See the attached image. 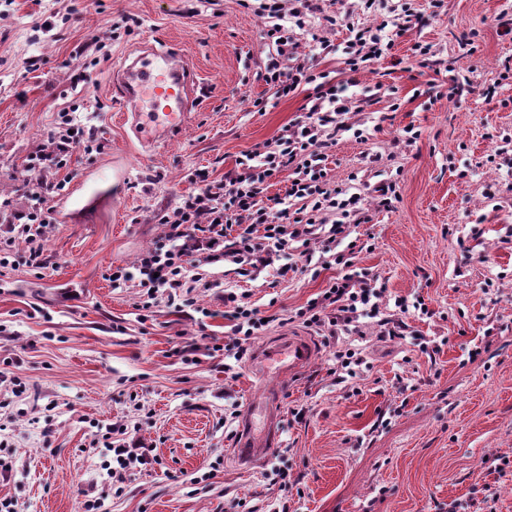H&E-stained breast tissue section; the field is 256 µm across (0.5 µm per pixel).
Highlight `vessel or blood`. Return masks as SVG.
I'll list each match as a JSON object with an SVG mask.
<instances>
[{
  "label": "vessel or blood",
  "instance_id": "b4317fda",
  "mask_svg": "<svg viewBox=\"0 0 512 512\" xmlns=\"http://www.w3.org/2000/svg\"><path fill=\"white\" fill-rule=\"evenodd\" d=\"M200 83L183 53L148 45L124 57L115 89L123 119L142 142L155 145L171 140L187 124L200 100ZM315 345L306 336H291L260 348L253 358L255 372L293 376L307 366ZM279 393L260 403L259 411H246L234 448L237 461L251 466L264 459L279 441Z\"/></svg>",
  "mask_w": 512,
  "mask_h": 512
}]
</instances>
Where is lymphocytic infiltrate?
<instances>
[{"instance_id": "1", "label": "lymphocytic infiltrate", "mask_w": 512, "mask_h": 512, "mask_svg": "<svg viewBox=\"0 0 512 512\" xmlns=\"http://www.w3.org/2000/svg\"><path fill=\"white\" fill-rule=\"evenodd\" d=\"M260 14L269 21L265 39L275 48L277 61L270 63L263 74L278 97L299 93L301 86H312L308 97L310 107L305 122L284 127L272 149L251 152L239 160V170L224 179H211L208 171L195 170L190 179L197 184L196 194L159 218L165 226L164 241L145 250L134 268H113L112 282L136 281L141 290L142 310H150L159 294L176 299L191 296L212 286L201 268L224 261L236 265L242 276H250L270 265L273 255L287 250L291 243L309 244L318 236L319 228L329 226L331 235L344 234V219L364 221L359 197L342 198L340 190L328 176L324 149L341 129L336 117L346 112L342 84L325 78L301 62L297 43L288 38L287 25L281 24L283 14L279 0H263ZM414 20L411 12H403L391 21L390 34L367 24L357 26L348 44L344 60L348 75L374 65L389 55L397 39L407 32ZM101 144L92 132L75 126L71 113L57 116V127L50 145L32 157V164L43 169L69 167L75 152L92 154ZM293 169L285 196L270 197L268 190L277 174ZM341 216V223L327 225L328 212ZM246 218L247 225L236 236H229L232 218ZM0 267H7L14 256L16 240L28 245L25 263L36 270L46 267L43 241L54 223L42 207L28 211L14 210L11 202L0 203ZM336 262L346 267L345 275L325 288L299 312L309 326L326 328L336 335L339 327L352 322L359 311L370 308L376 293L367 288L349 267L351 260L339 254ZM224 318L231 324L232 336L223 349L235 360H242L251 342L268 328L256 308L244 295L233 291L224 294ZM126 427L115 426L105 437L112 442V465L107 470L108 489L112 494L123 492L126 474L133 467L158 463L159 457L150 448H129L120 438Z\"/></svg>"}]
</instances>
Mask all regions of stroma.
Segmentation results:
<instances>
[{
  "instance_id": "obj_1",
  "label": "stroma",
  "mask_w": 512,
  "mask_h": 512,
  "mask_svg": "<svg viewBox=\"0 0 512 512\" xmlns=\"http://www.w3.org/2000/svg\"><path fill=\"white\" fill-rule=\"evenodd\" d=\"M406 2L416 24L351 86L348 27L380 24L388 10L320 0L342 19L318 29L330 53L294 33L307 65L347 85L346 130L328 145L327 167L339 188L368 201L366 222L345 232L354 271L382 292L379 313L331 338L295 318L345 273L320 241L293 244L291 257L248 282L232 265L210 266L217 286L194 307L162 296L142 312L134 283L105 277L163 240L160 216L196 192L189 173L205 167L223 179L302 120L305 94L277 98L262 78L275 55L264 19L239 0H0V201L23 210L40 183L69 193L113 168L126 174L112 185L120 209L87 223L66 222L60 195L46 197L55 227L42 274L25 265L21 241L0 268V405L14 415L0 432L13 465L0 499L18 512H83L108 479L95 430L124 424L128 444L160 461L130 470L103 512H275L283 503L288 512H512V85L495 82L512 60V34L502 32L512 0ZM128 17L139 27L117 33ZM146 42L185 52L204 88L181 134L149 151L119 119L112 88L113 70ZM418 42L431 47L424 67L412 57ZM455 78L472 89L452 99ZM68 110L103 150L69 169L29 168ZM408 127L418 139L404 140ZM389 181L390 207L370 204L373 187ZM242 286L261 314L281 317L253 348L311 337L304 371L263 378L246 358L228 372L209 354L231 336L224 292ZM62 288L74 289L70 303L58 302ZM386 319L401 322V336H385ZM186 345L197 363L175 355ZM340 350L355 357L345 378ZM14 378L23 394H13ZM270 387L281 392L279 443L240 466V415Z\"/></svg>"
}]
</instances>
